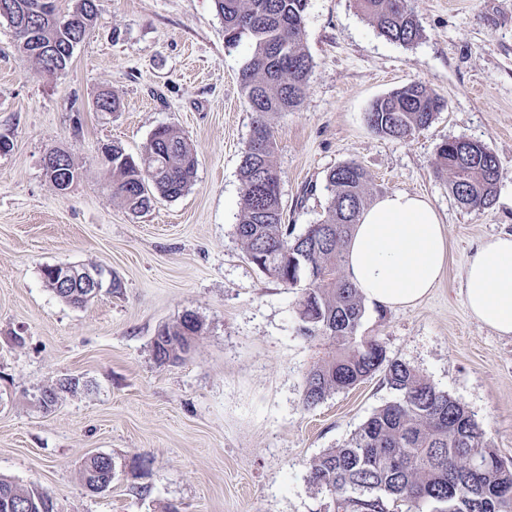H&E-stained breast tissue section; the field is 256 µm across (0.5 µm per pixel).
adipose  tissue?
Wrapping results in <instances>:
<instances>
[{
	"label": "adipose tissue",
	"mask_w": 512,
	"mask_h": 512,
	"mask_svg": "<svg viewBox=\"0 0 512 512\" xmlns=\"http://www.w3.org/2000/svg\"><path fill=\"white\" fill-rule=\"evenodd\" d=\"M345 256L346 275L365 300L409 306L437 285L447 267L445 226L424 198L387 193L361 211ZM463 297L473 319L512 336V234L476 248L465 268Z\"/></svg>",
	"instance_id": "ef3b65f1"
}]
</instances>
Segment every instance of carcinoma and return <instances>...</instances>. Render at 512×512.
I'll use <instances>...</instances> for the list:
<instances>
[{"mask_svg":"<svg viewBox=\"0 0 512 512\" xmlns=\"http://www.w3.org/2000/svg\"><path fill=\"white\" fill-rule=\"evenodd\" d=\"M28 27L16 33L18 48L31 57L34 44L54 43L55 56L37 61L46 72H59L70 62L73 40L85 38L98 17V0H75L64 23L38 24V11L58 10L57 0H21ZM358 10L385 39L412 46L422 36L411 0H355ZM224 22V41L234 48L244 38L251 55L239 73L246 104L255 114L250 137L265 144L259 152L246 144L240 175L242 210L235 233L248 260L265 275L316 299L311 314L300 312L301 331L328 343L330 350L308 372L304 403L315 407L335 391L358 385L384 372L394 400L380 407L342 446L329 448L308 467L311 485L338 496L342 512H388L389 503L410 504L413 512H512V466L490 448L472 414L459 401L437 390L412 366L389 360L377 351L378 340L358 335L365 313L363 296L345 277L344 251L354 224L367 205L368 176L356 162L343 163L326 177L329 192L325 216L296 235L285 223L280 196L281 175L273 157L275 141L269 116L297 109L308 89L312 62L303 45L308 0H215ZM444 100L413 82L376 101L367 122L378 134L407 139L428 128ZM465 139L440 145L434 174L448 181L454 200L469 209L493 205L499 161L486 146L466 162ZM112 195L130 211L149 209L156 197L178 198L196 176L197 161L187 137L161 126L137 159L120 148L108 157ZM319 271L307 280L297 267L301 258ZM202 325L193 315L163 328L154 354L164 362L191 347ZM489 460L468 468L472 454ZM112 458L87 459L86 487L97 491L106 481ZM0 512H54L46 492L24 490L0 478Z\"/></svg>","mask_w":512,"mask_h":512,"instance_id":"obj_1","label":"carcinoma"}]
</instances>
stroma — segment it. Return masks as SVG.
Segmentation results:
<instances>
[{
  "label": "stroma",
  "mask_w": 512,
  "mask_h": 512,
  "mask_svg": "<svg viewBox=\"0 0 512 512\" xmlns=\"http://www.w3.org/2000/svg\"><path fill=\"white\" fill-rule=\"evenodd\" d=\"M422 29L403 46L380 36L354 0H309L305 98L271 117L281 201L296 231L328 204L345 162L371 197L407 191L437 209L449 262L432 293L404 309L367 305L360 335L461 402L512 462V337L473 320L462 299L476 246L512 233V0H412ZM214 0H101L66 70L22 56L0 19V478L48 493L56 512H338L307 480L395 394L382 374L306 407L305 377L323 347L304 336L301 288L267 277L235 235L242 151L253 114ZM411 82L445 102L431 126L391 140L366 123L373 102ZM110 89L120 102L101 112ZM171 126L197 159L191 187L134 213L113 198L103 149L140 156ZM464 138L498 158L492 207H461L433 174L439 145ZM66 151L78 177L58 194L42 166ZM49 265L102 266L121 286L78 308L47 287ZM193 314L203 331L162 363L153 339ZM78 384L59 389L61 380ZM58 388L52 409L41 394ZM111 457L108 488L89 492L85 460Z\"/></svg>",
  "instance_id": "stroma-1"
}]
</instances>
